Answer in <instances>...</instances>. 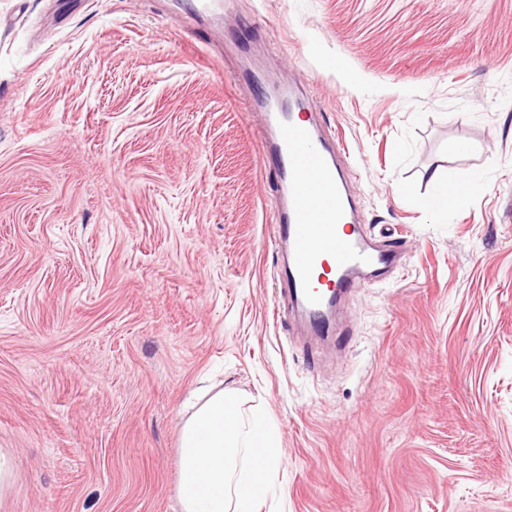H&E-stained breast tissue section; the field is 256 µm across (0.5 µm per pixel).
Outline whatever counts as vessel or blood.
I'll list each match as a JSON object with an SVG mask.
<instances>
[{
  "label": "vessel or blood",
  "instance_id": "obj_1",
  "mask_svg": "<svg viewBox=\"0 0 512 512\" xmlns=\"http://www.w3.org/2000/svg\"><path fill=\"white\" fill-rule=\"evenodd\" d=\"M302 105L296 97L288 106L265 107L259 134L264 164L275 174L271 222L287 254L289 304L323 336L334 331L328 313L337 302L393 265L397 254L352 221L334 144Z\"/></svg>",
  "mask_w": 512,
  "mask_h": 512
}]
</instances>
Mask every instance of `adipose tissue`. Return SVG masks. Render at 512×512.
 Wrapping results in <instances>:
<instances>
[{
  "instance_id": "1",
  "label": "adipose tissue",
  "mask_w": 512,
  "mask_h": 512,
  "mask_svg": "<svg viewBox=\"0 0 512 512\" xmlns=\"http://www.w3.org/2000/svg\"><path fill=\"white\" fill-rule=\"evenodd\" d=\"M279 456L277 428L260 411L244 421L233 395H208L182 428L181 512H261Z\"/></svg>"
}]
</instances>
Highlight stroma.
Masks as SVG:
<instances>
[{
	"mask_svg": "<svg viewBox=\"0 0 512 512\" xmlns=\"http://www.w3.org/2000/svg\"><path fill=\"white\" fill-rule=\"evenodd\" d=\"M256 69L402 250L330 342L286 311ZM204 377L278 428L262 512H512V0H0V512H180Z\"/></svg>",
	"mask_w": 512,
	"mask_h": 512,
	"instance_id": "obj_1",
	"label": "stroma"
}]
</instances>
